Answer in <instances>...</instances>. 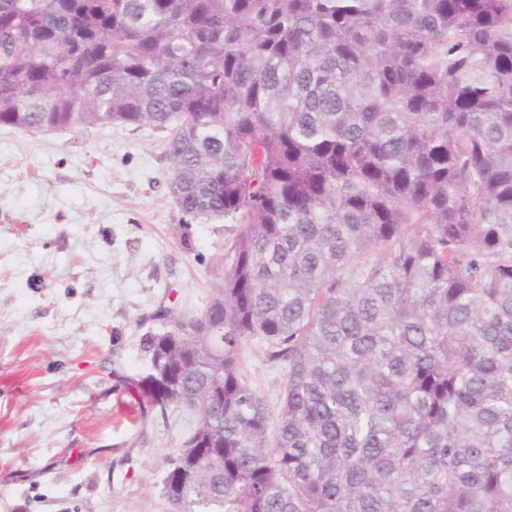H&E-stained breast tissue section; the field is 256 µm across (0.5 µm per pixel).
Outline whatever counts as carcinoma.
<instances>
[{
	"instance_id": "cac0c4a2",
	"label": "carcinoma",
	"mask_w": 512,
	"mask_h": 512,
	"mask_svg": "<svg viewBox=\"0 0 512 512\" xmlns=\"http://www.w3.org/2000/svg\"><path fill=\"white\" fill-rule=\"evenodd\" d=\"M114 125L239 226L147 344L178 512H512V0H0V126ZM241 370L275 414L271 420V425H275L288 366L284 363H270L265 355V345L251 341L242 350Z\"/></svg>"
}]
</instances>
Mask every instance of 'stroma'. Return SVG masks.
<instances>
[{
  "mask_svg": "<svg viewBox=\"0 0 512 512\" xmlns=\"http://www.w3.org/2000/svg\"><path fill=\"white\" fill-rule=\"evenodd\" d=\"M165 137L0 127V512H171L195 415L147 410L145 342L204 308L238 227L184 222ZM241 370L278 410L287 365L252 341Z\"/></svg>",
  "mask_w": 512,
  "mask_h": 512,
  "instance_id": "1",
  "label": "stroma"
}]
</instances>
